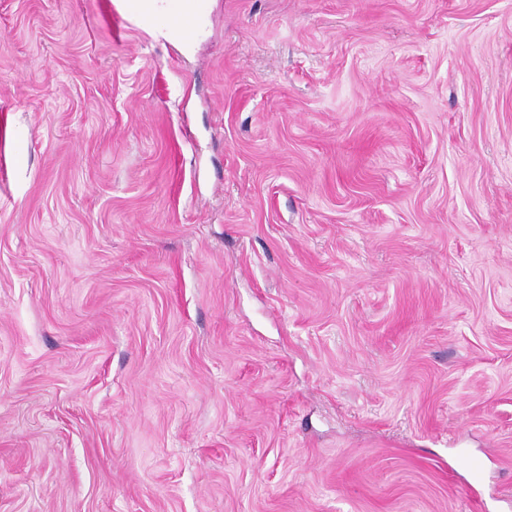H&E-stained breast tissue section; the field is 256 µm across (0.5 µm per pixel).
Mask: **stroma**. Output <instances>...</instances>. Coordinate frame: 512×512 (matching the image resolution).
I'll return each mask as SVG.
<instances>
[{"mask_svg":"<svg viewBox=\"0 0 512 512\" xmlns=\"http://www.w3.org/2000/svg\"><path fill=\"white\" fill-rule=\"evenodd\" d=\"M105 11L0 0V512H512V0ZM151 0H120L119 10L112 6V1H108L110 9L108 14L114 18H119L123 24L147 23L153 20L151 13ZM203 0H167L166 27L178 38L193 34L203 10Z\"/></svg>","mask_w":512,"mask_h":512,"instance_id":"35a3bbf8","label":"stroma"}]
</instances>
